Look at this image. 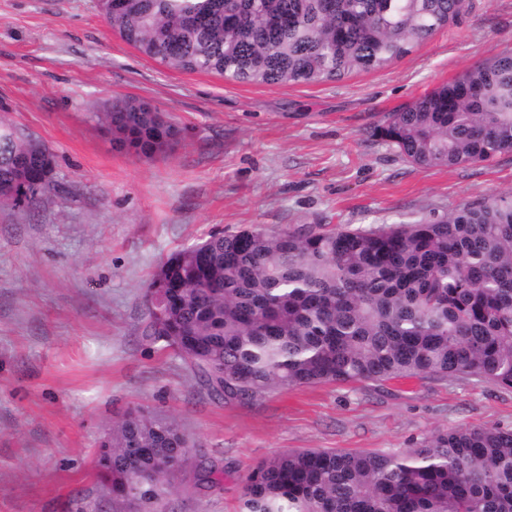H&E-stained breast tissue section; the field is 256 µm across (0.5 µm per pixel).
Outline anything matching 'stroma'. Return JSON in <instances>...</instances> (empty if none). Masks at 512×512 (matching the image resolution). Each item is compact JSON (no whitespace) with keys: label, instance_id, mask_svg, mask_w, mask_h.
I'll return each mask as SVG.
<instances>
[{"label":"stroma","instance_id":"1","mask_svg":"<svg viewBox=\"0 0 512 512\" xmlns=\"http://www.w3.org/2000/svg\"><path fill=\"white\" fill-rule=\"evenodd\" d=\"M510 52L512 0H471L388 69L258 86L141 55L93 0H0V121L50 148L55 184L35 210L0 209V512H125L93 472L105 431L135 406L176 418L224 467L222 490L203 497L186 464L166 512H239L249 469L289 449L401 451L437 430H512V389L473 379L326 383L224 405L141 338L157 266L211 232L369 228L512 192V154L420 168L371 134ZM116 98L170 116L176 151L116 148L89 119Z\"/></svg>","mask_w":512,"mask_h":512}]
</instances>
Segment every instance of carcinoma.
Listing matches in <instances>:
<instances>
[{"instance_id": "1", "label": "carcinoma", "mask_w": 512, "mask_h": 512, "mask_svg": "<svg viewBox=\"0 0 512 512\" xmlns=\"http://www.w3.org/2000/svg\"><path fill=\"white\" fill-rule=\"evenodd\" d=\"M98 0L111 30L187 73L318 84L383 69L456 24L467 0ZM138 156L181 129L148 104L93 113ZM372 135L423 168L512 153V55L463 71ZM50 149L0 123V208L53 186ZM142 339L181 359L208 396L248 403L323 383L476 378L512 388V193L372 228L213 232L172 253L144 295ZM195 444L179 422L127 411L103 437L95 479L132 512H164ZM195 486L224 471L196 451ZM244 512H512V430L437 431L398 452L291 449L248 473Z\"/></svg>"}]
</instances>
